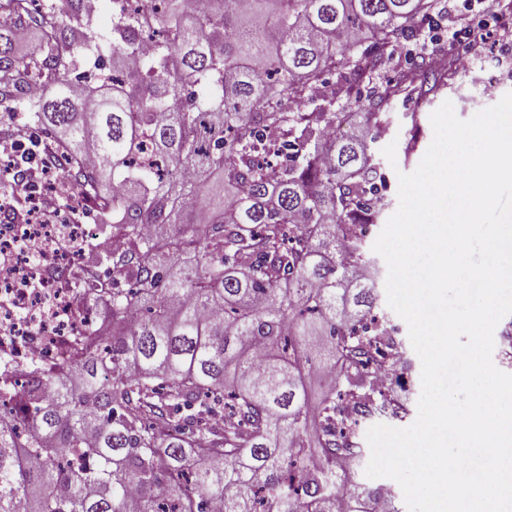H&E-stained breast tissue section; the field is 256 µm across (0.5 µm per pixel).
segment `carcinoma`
Listing matches in <instances>:
<instances>
[{"label":"carcinoma","mask_w":512,"mask_h":512,"mask_svg":"<svg viewBox=\"0 0 512 512\" xmlns=\"http://www.w3.org/2000/svg\"><path fill=\"white\" fill-rule=\"evenodd\" d=\"M83 2L3 0L40 39L23 61L0 28V107L50 134L43 164L126 249L110 291L71 285L103 342L0 369V512H368L382 494L337 459L406 411L377 377L409 368L361 232L388 189L374 145L400 85L427 96L450 67L352 96L437 0L119 3L108 33ZM107 47L112 75L74 88L77 49ZM313 82L322 103L279 108Z\"/></svg>","instance_id":"1"}]
</instances>
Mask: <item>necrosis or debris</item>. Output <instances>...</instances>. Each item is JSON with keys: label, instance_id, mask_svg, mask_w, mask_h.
<instances>
[{"label": "necrosis or debris", "instance_id": "necrosis-or-debris-1", "mask_svg": "<svg viewBox=\"0 0 512 512\" xmlns=\"http://www.w3.org/2000/svg\"><path fill=\"white\" fill-rule=\"evenodd\" d=\"M102 240L85 224H0V359L16 380L55 364L62 342L96 334L64 282L86 277L85 245Z\"/></svg>", "mask_w": 512, "mask_h": 512}]
</instances>
